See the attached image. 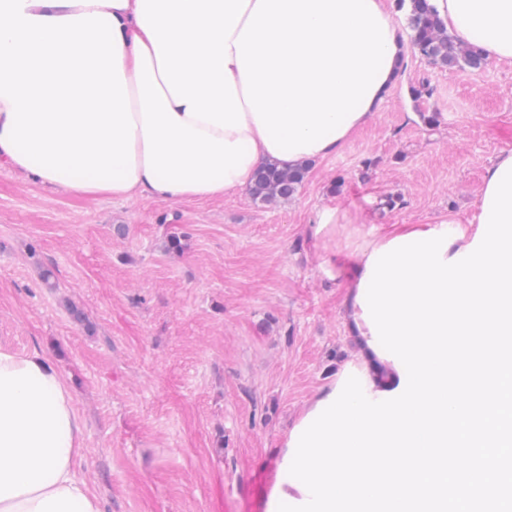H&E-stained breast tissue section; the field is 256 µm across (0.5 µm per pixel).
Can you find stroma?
<instances>
[{
  "mask_svg": "<svg viewBox=\"0 0 512 512\" xmlns=\"http://www.w3.org/2000/svg\"><path fill=\"white\" fill-rule=\"evenodd\" d=\"M422 79L434 92L416 103ZM509 149L512 64L444 69L410 53L376 122L286 200L75 197L0 169V346L46 354L70 384L80 472L103 512H265L275 449L353 354L341 283L306 224L340 208L354 241L474 218L485 168ZM388 196L404 207L380 208Z\"/></svg>",
  "mask_w": 512,
  "mask_h": 512,
  "instance_id": "obj_1",
  "label": "stroma"
}]
</instances>
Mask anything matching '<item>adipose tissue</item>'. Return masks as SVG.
I'll return each mask as SVG.
<instances>
[{"mask_svg": "<svg viewBox=\"0 0 512 512\" xmlns=\"http://www.w3.org/2000/svg\"><path fill=\"white\" fill-rule=\"evenodd\" d=\"M512 62V0H432ZM394 0H0V168L76 196L245 191L375 123L407 40ZM356 355L276 450L266 512H512V150L479 214L327 252ZM45 354L0 347V512H102Z\"/></svg>", "mask_w": 512, "mask_h": 512, "instance_id": "1", "label": "adipose tissue"}]
</instances>
